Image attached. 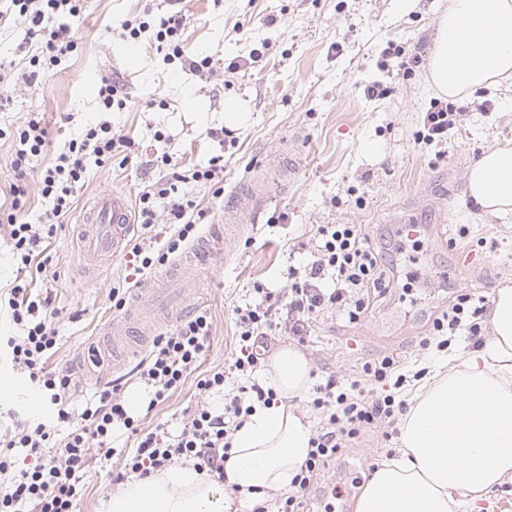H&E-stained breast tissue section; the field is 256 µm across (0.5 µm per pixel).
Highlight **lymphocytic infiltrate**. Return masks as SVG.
Wrapping results in <instances>:
<instances>
[{
    "instance_id": "obj_1",
    "label": "lymphocytic infiltrate",
    "mask_w": 512,
    "mask_h": 512,
    "mask_svg": "<svg viewBox=\"0 0 512 512\" xmlns=\"http://www.w3.org/2000/svg\"><path fill=\"white\" fill-rule=\"evenodd\" d=\"M87 0H0V28L21 26L26 31L27 52L21 59L0 57V88L17 83L35 84L53 73L77 49L74 37L83 20ZM167 16L121 19L115 26L126 40L147 38L163 51L164 61L184 73L216 75L211 57L189 54L182 33L186 15L181 0H169ZM97 118L66 140L54 154L46 152V128L40 113L33 112L18 126L0 128V139L12 141L10 168L13 176L6 221L0 238L10 248L22 275L0 286V316L13 332L0 336L13 370L26 373L41 396L46 412L35 417L12 414L9 425L0 427V512H76L80 480L97 455L121 461L113 483L146 478L178 461L192 462L197 470L224 476V463L233 446L234 432L241 427L255 404H271L276 394L256 374L276 337L285 336L298 345H308L319 320L334 314L356 324L364 320L377 295L399 287L389 260L375 239L359 224H320L308 241L299 243L298 264L288 268L286 283L279 288L253 287L251 302L234 310L237 334L235 356L228 368L202 370L201 363L212 336L208 312L197 310L180 317L175 329L156 336L146 354L127 374L100 386L82 404H75V384L66 370L49 368L48 361L60 341V328L76 315L57 306L51 289L42 287L48 277L46 251L56 224L69 214L76 194L96 168L112 160L125 137L112 131V112L124 108L120 81L101 77L97 92ZM456 105L436 100L420 115L415 141L427 146L446 143L457 124ZM222 169L221 156L207 164L174 167L166 179L145 185L137 202L139 232L128 255L132 278L113 283L112 307L120 312L131 298L136 280L156 273L181 254L201 235L207 220L204 209L188 199L184 188L210 183ZM36 177L42 209L29 216L27 180ZM165 221L170 231L158 241L154 228ZM486 312L484 297L468 289L458 292L448 309L431 316L421 353L447 349L453 338L484 344L481 320ZM425 369L410 370L405 357L389 352L356 368L339 367L323 376L309 391V405L318 426L310 451L292 490L275 499L261 500L251 512H305L307 499L329 463L351 442L371 432L389 438L408 408L401 396L406 383L421 380ZM196 376L201 395L187 410L179 429L157 425L140 431L139 419L125 401L130 381H137L147 395L146 409H154ZM241 379L237 390L228 392V376ZM219 403H211L214 395ZM135 435L132 448L113 447L115 431Z\"/></svg>"
}]
</instances>
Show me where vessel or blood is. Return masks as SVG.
Masks as SVG:
<instances>
[{
    "label": "vessel or blood",
    "instance_id": "b4317fda",
    "mask_svg": "<svg viewBox=\"0 0 512 512\" xmlns=\"http://www.w3.org/2000/svg\"><path fill=\"white\" fill-rule=\"evenodd\" d=\"M276 159H268L263 171L247 179L236 189L228 207V223H236L240 216L258 217L275 199V184L270 172L279 170ZM89 230L83 240V260L89 272L109 265L114 256L125 248L134 224L126 196L119 191L99 195L88 213ZM203 241L201 248L189 250L161 277H151L137 288V302L129 311L110 324L106 330L107 345L113 355L128 354L144 348L158 327L174 318L189 313L197 304L196 292L189 273L201 256L202 249L210 248Z\"/></svg>",
    "mask_w": 512,
    "mask_h": 512
}]
</instances>
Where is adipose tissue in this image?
<instances>
[{
	"instance_id": "adipose-tissue-1",
	"label": "adipose tissue",
	"mask_w": 512,
	"mask_h": 512,
	"mask_svg": "<svg viewBox=\"0 0 512 512\" xmlns=\"http://www.w3.org/2000/svg\"><path fill=\"white\" fill-rule=\"evenodd\" d=\"M429 65L432 87L450 97L512 77V0H449ZM468 193L484 211L512 212V150H486ZM490 325L485 348L459 353L416 388L402 451L374 470L355 512H482L493 488L512 479V286L497 289ZM264 377L278 401L256 406L235 432L224 482L181 462L126 482L107 512H230L234 500L291 489L310 450L311 427L291 405L311 385L310 363L283 345Z\"/></svg>"
}]
</instances>
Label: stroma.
Instances as JSON below:
<instances>
[{"instance_id": "obj_1", "label": "stroma", "mask_w": 512, "mask_h": 512, "mask_svg": "<svg viewBox=\"0 0 512 512\" xmlns=\"http://www.w3.org/2000/svg\"><path fill=\"white\" fill-rule=\"evenodd\" d=\"M167 8L168 0H89L75 34L77 52L49 77L0 94L6 100L0 120L19 123L28 113H44L56 149L94 118L101 76L118 77L128 96L126 108L112 115V130L131 140L130 163L115 160L97 169L48 248L57 272L50 286L61 307L80 314L65 325L50 366L80 368L88 345L113 317L110 291L126 275L128 257L87 276L81 224L99 193L119 190L133 200L147 182L169 175L164 166L142 172L138 158L145 153L199 163L223 156L224 199L214 198L208 184L185 188L209 210L212 235L224 230L226 197L267 156H289L298 166L259 220H246L222 256L192 272L214 322L202 369L230 364L234 308L248 300L254 284L284 285L294 244L316 224H362L381 242L395 237L397 218L414 216L423 227L418 245L399 257L401 269L416 275L412 292L387 293L360 324L325 321L303 349L317 374L391 350L415 354L428 317L459 289L491 298L499 286L512 285V213H481L467 194L468 171L486 149L512 150V84L456 98L461 116L446 145L415 142L419 114L437 96L428 62L448 0H184L185 48L220 64L222 75L211 78L171 75L152 41L132 49L110 29L111 22ZM391 42L420 56L414 74L384 60ZM374 79L385 93L371 99L363 89ZM228 112L246 119L225 126ZM66 113L74 123L61 124ZM213 128L223 129V141L209 138ZM440 224L448 233L443 243L435 235ZM197 399L196 380L188 378L141 419L142 429L179 425ZM399 449L396 438L344 449L313 498L315 512L330 501L335 512H354L375 468Z\"/></svg>"}]
</instances>
